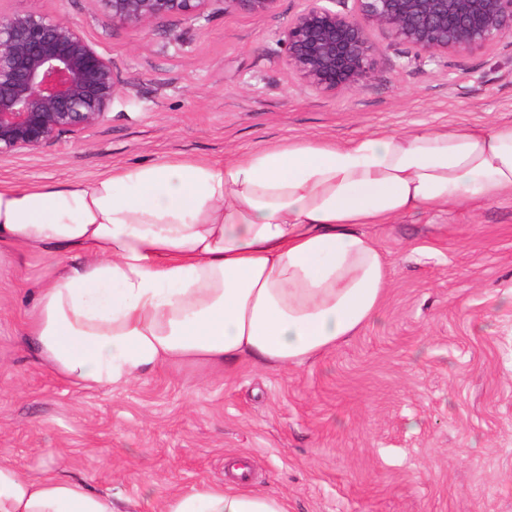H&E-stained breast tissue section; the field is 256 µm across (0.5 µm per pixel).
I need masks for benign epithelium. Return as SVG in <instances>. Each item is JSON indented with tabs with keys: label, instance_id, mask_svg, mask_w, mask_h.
Wrapping results in <instances>:
<instances>
[{
	"label": "benign epithelium",
	"instance_id": "1",
	"mask_svg": "<svg viewBox=\"0 0 512 512\" xmlns=\"http://www.w3.org/2000/svg\"><path fill=\"white\" fill-rule=\"evenodd\" d=\"M351 2L344 10L332 3ZM126 25L195 17L207 0H101ZM277 0H224L263 14ZM416 50L420 62L491 47L512 35V0H307L283 32L288 66L321 92L359 88L378 65L371 31ZM118 90L112 62L78 26L35 12H0V156L100 123Z\"/></svg>",
	"mask_w": 512,
	"mask_h": 512
}]
</instances>
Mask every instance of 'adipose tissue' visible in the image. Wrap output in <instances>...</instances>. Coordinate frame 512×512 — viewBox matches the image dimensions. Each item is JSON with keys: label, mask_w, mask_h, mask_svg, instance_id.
<instances>
[{"label": "adipose tissue", "mask_w": 512, "mask_h": 512, "mask_svg": "<svg viewBox=\"0 0 512 512\" xmlns=\"http://www.w3.org/2000/svg\"><path fill=\"white\" fill-rule=\"evenodd\" d=\"M512 194V122L303 137L217 163L164 159L37 187L0 185V247L84 262L38 292L26 321L36 357L82 389L123 387L166 363L299 366L380 313L389 270L375 228ZM226 483L160 512H288ZM0 512H116L112 496L0 462Z\"/></svg>", "instance_id": "1"}]
</instances>
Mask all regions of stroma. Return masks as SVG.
Returning a JSON list of instances; mask_svg holds the SVG:
<instances>
[{
	"label": "stroma",
	"instance_id": "35a3bbf8",
	"mask_svg": "<svg viewBox=\"0 0 512 512\" xmlns=\"http://www.w3.org/2000/svg\"><path fill=\"white\" fill-rule=\"evenodd\" d=\"M306 0L264 14L206 0L199 17L113 22L100 0H0L75 23L112 62L104 121L0 157V183L95 180L163 157L221 161L297 138L512 122V36L422 65L380 30L360 88H308L280 38ZM379 316L287 371L163 365L121 388L79 389L37 361L26 313L58 266L0 249V461L41 477L47 454L118 512L251 462L249 489L289 512H512V196L409 215L379 230Z\"/></svg>",
	"mask_w": 512,
	"mask_h": 512
}]
</instances>
